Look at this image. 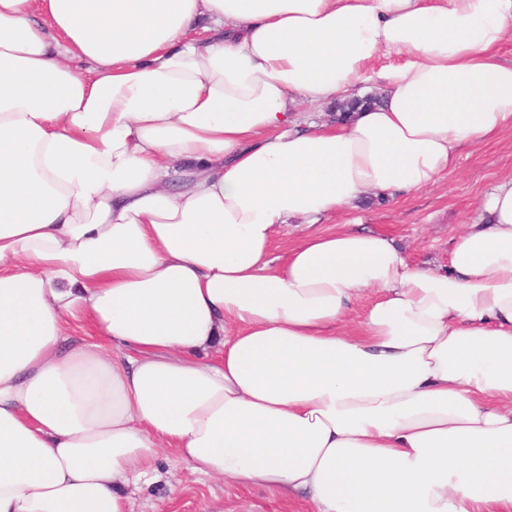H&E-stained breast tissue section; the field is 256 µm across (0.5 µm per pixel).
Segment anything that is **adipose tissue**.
<instances>
[{"label":"adipose tissue","mask_w":512,"mask_h":512,"mask_svg":"<svg viewBox=\"0 0 512 512\" xmlns=\"http://www.w3.org/2000/svg\"><path fill=\"white\" fill-rule=\"evenodd\" d=\"M509 37L512 0H0V512H126L163 450L312 512H512V179L443 269L316 227L512 129Z\"/></svg>","instance_id":"1"}]
</instances>
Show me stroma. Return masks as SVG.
Listing matches in <instances>:
<instances>
[{
  "label": "stroma",
  "instance_id": "obj_1",
  "mask_svg": "<svg viewBox=\"0 0 512 512\" xmlns=\"http://www.w3.org/2000/svg\"><path fill=\"white\" fill-rule=\"evenodd\" d=\"M512 178V131L461 150L448 176L390 202L366 196L356 207L323 220V227L358 224L392 236L413 262L437 268L448 262L452 237L472 223L483 196ZM149 480L126 487V512H309L305 495L245 488L190 473L161 453Z\"/></svg>",
  "mask_w": 512,
  "mask_h": 512
}]
</instances>
